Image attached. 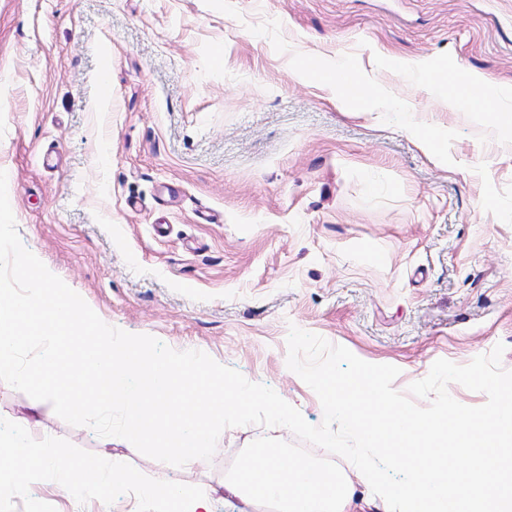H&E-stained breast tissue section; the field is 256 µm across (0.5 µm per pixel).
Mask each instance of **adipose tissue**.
<instances>
[{"label":"adipose tissue","instance_id":"obj_1","mask_svg":"<svg viewBox=\"0 0 512 512\" xmlns=\"http://www.w3.org/2000/svg\"><path fill=\"white\" fill-rule=\"evenodd\" d=\"M398 74L426 86L435 101L460 112H481L492 122L512 116V87L488 78L439 65L411 63L389 56ZM336 86V106L346 112L370 111L378 97L364 78L345 60L324 67L316 58L302 65ZM283 449H252L243 459V471L225 476L216 485L171 486L141 481L125 465L108 455L85 460H62L55 441L34 439L28 421L18 420L0 428V479L16 493L34 483H53L79 498L96 500L100 512H111L114 492L134 497L140 512H212L215 496L241 499L274 512H361L347 477L336 469L303 459L282 463Z\"/></svg>","mask_w":512,"mask_h":512}]
</instances>
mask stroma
<instances>
[{
    "label": "stroma",
    "instance_id": "stroma-1",
    "mask_svg": "<svg viewBox=\"0 0 512 512\" xmlns=\"http://www.w3.org/2000/svg\"><path fill=\"white\" fill-rule=\"evenodd\" d=\"M512 84V0H0V170L24 246L108 325L191 348L274 389L313 425L290 326L406 392L433 363L503 344L512 370V127L431 100L386 54ZM343 58L395 109L338 111L302 76ZM108 98L106 110L93 102ZM64 457L104 452L146 480L216 484L287 428L226 429L211 461L159 470L0 381ZM63 488H0V512H98ZM405 128L416 135L418 140L431 152H437L441 145L438 131L432 127L417 124L412 118L404 119Z\"/></svg>",
    "mask_w": 512,
    "mask_h": 512
}]
</instances>
